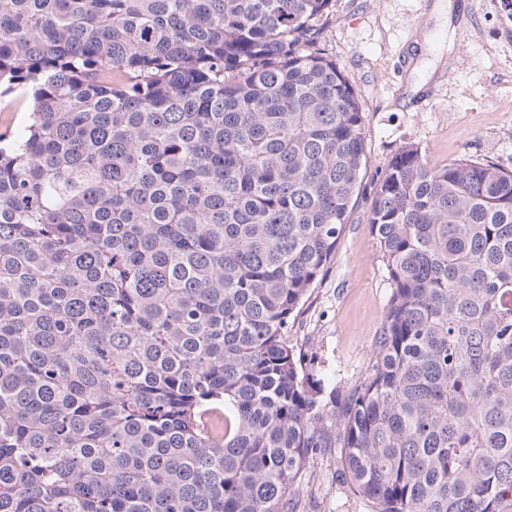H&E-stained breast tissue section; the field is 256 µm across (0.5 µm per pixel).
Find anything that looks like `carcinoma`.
Masks as SVG:
<instances>
[{
    "label": "carcinoma",
    "mask_w": 512,
    "mask_h": 512,
    "mask_svg": "<svg viewBox=\"0 0 512 512\" xmlns=\"http://www.w3.org/2000/svg\"><path fill=\"white\" fill-rule=\"evenodd\" d=\"M332 0H0V512H288L323 448L375 512H512V171L402 147L368 377L288 321L355 205Z\"/></svg>",
    "instance_id": "1"
}]
</instances>
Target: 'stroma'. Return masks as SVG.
Masks as SVG:
<instances>
[{
  "mask_svg": "<svg viewBox=\"0 0 512 512\" xmlns=\"http://www.w3.org/2000/svg\"><path fill=\"white\" fill-rule=\"evenodd\" d=\"M333 0L322 46L359 95L366 135L358 197L336 252L288 325L327 386L369 374L391 296L368 224L373 189L406 145L436 164L461 158L512 170V10L504 0ZM292 512H374L347 474L344 451L307 463Z\"/></svg>",
  "mask_w": 512,
  "mask_h": 512,
  "instance_id": "35a3bbf8",
  "label": "stroma"
}]
</instances>
